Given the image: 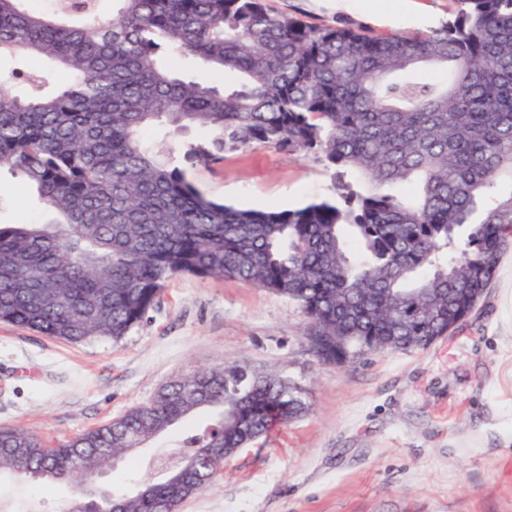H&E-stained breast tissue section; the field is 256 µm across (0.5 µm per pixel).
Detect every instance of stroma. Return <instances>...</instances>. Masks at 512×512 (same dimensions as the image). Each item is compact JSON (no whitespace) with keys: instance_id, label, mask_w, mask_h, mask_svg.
I'll return each mask as SVG.
<instances>
[{"instance_id":"obj_1","label":"stroma","mask_w":512,"mask_h":512,"mask_svg":"<svg viewBox=\"0 0 512 512\" xmlns=\"http://www.w3.org/2000/svg\"><path fill=\"white\" fill-rule=\"evenodd\" d=\"M312 26L424 33L456 0H264ZM216 201L301 208L333 189L312 155L263 145L190 168ZM21 178L0 173V223L47 221ZM300 308L230 279L180 276L128 336L73 345L0 323V427L48 446L148 402L194 371L243 361L292 377L311 410L241 449L180 512H512V251L475 309L425 349L319 362ZM75 494L0 482V512H71Z\"/></svg>"}]
</instances>
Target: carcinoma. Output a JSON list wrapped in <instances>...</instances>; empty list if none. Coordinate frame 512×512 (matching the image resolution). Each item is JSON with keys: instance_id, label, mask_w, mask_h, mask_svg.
<instances>
[{"instance_id": "1", "label": "carcinoma", "mask_w": 512, "mask_h": 512, "mask_svg": "<svg viewBox=\"0 0 512 512\" xmlns=\"http://www.w3.org/2000/svg\"><path fill=\"white\" fill-rule=\"evenodd\" d=\"M0 0V170L57 220L0 224V321L73 344L128 335L178 276L284 297L318 361L427 348L469 313L512 249V0H458L425 34L311 27L261 0ZM198 59L224 84L176 70ZM71 83L54 86L55 69ZM443 72L444 80L426 76ZM211 136L179 163L143 132ZM254 143L313 153L339 193L296 210L212 201L187 169ZM295 381L246 363L194 372L55 448L0 428V475L77 485L169 435L197 458L178 488L116 493L122 512H178L244 448L309 410Z\"/></svg>"}]
</instances>
